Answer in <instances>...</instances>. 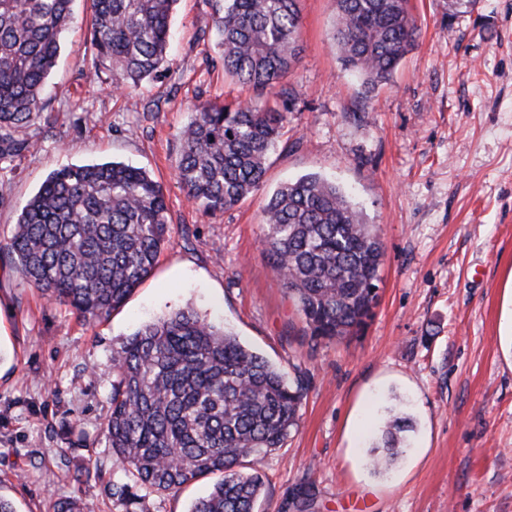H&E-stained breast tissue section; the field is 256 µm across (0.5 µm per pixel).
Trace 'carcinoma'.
<instances>
[{"instance_id": "cac0c4a2", "label": "carcinoma", "mask_w": 512, "mask_h": 512, "mask_svg": "<svg viewBox=\"0 0 512 512\" xmlns=\"http://www.w3.org/2000/svg\"><path fill=\"white\" fill-rule=\"evenodd\" d=\"M73 0H0V162L29 146L43 91L72 23ZM178 0H92L89 73L112 68L127 91L169 71ZM343 67L372 88L390 81L415 47L409 0H334ZM224 71L256 100L206 101L180 132L178 179L212 212L257 190L281 142L293 99L283 80L300 59V0H211ZM282 98L272 106L264 97ZM261 251L303 316L310 340H341L364 328L378 300L384 250L375 225L347 192L316 175L275 190L262 214ZM170 241L161 185L122 162L54 170L23 206L0 245L26 283L85 322L106 319L151 272ZM112 412L103 429L124 479L112 482L122 512H146V496L222 477L190 512H256L257 468L297 426L308 390L236 335L187 307L143 324L112 350ZM409 419L390 417L373 458L402 448Z\"/></svg>"}]
</instances>
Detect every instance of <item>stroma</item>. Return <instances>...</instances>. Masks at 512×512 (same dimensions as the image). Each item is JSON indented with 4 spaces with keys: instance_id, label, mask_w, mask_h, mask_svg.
Segmentation results:
<instances>
[{
    "instance_id": "obj_1",
    "label": "stroma",
    "mask_w": 512,
    "mask_h": 512,
    "mask_svg": "<svg viewBox=\"0 0 512 512\" xmlns=\"http://www.w3.org/2000/svg\"><path fill=\"white\" fill-rule=\"evenodd\" d=\"M417 43L391 83L368 89L341 66L333 0H301L295 96L258 190L208 212L177 176L179 132L196 104L250 101L210 30L208 0H179L170 77L122 94L89 82L91 0L74 19L30 146L0 171V241L54 169L144 167L165 191L170 241L103 321L46 302L0 252V495L17 512H122L121 472L102 425L112 350L141 324L193 307L287 374L305 372L299 422L262 459L258 512H512V0H411ZM317 174L348 189L385 248L372 318L312 342L261 252L262 210L283 183ZM402 396L414 430L385 471L369 465L375 417ZM216 481L151 495L149 512H189Z\"/></svg>"
}]
</instances>
